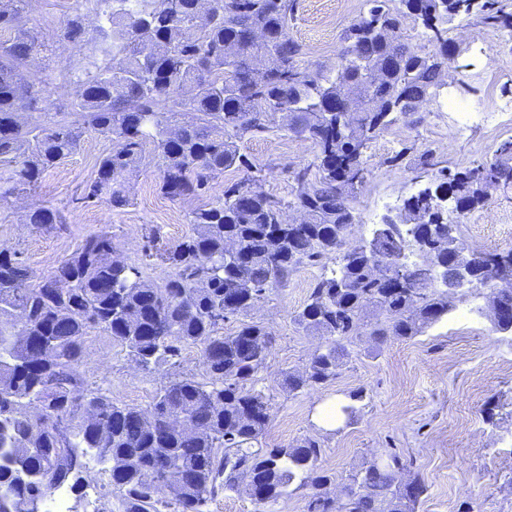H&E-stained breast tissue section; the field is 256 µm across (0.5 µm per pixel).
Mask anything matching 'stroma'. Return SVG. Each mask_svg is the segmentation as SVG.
<instances>
[{
    "instance_id": "1",
    "label": "stroma",
    "mask_w": 512,
    "mask_h": 512,
    "mask_svg": "<svg viewBox=\"0 0 512 512\" xmlns=\"http://www.w3.org/2000/svg\"><path fill=\"white\" fill-rule=\"evenodd\" d=\"M366 10L367 0H294L288 32L303 47L302 66L335 67L346 30ZM78 12L86 14L88 30H95L97 20L85 0H32V23L45 47L31 69L48 85L43 115L48 122L74 91L81 56L59 38L58 30ZM447 28L455 59L442 71L440 93L428 97L415 119L397 117L366 151L367 179L349 200L356 222L348 229V244L371 238L373 226L394 215L405 198L429 186L438 169L454 172L493 161L499 144L512 138V44L492 43V26L472 14L455 16ZM446 95L466 99L480 112L498 110L496 123L475 124L469 138H456L454 115L440 106ZM111 148V142L96 133L84 134L79 150L44 172L34 189L0 205V249L16 253L34 281L50 275L87 236L104 230L111 233L118 255L139 265L147 279L159 282L170 274V266L145 257V237L157 230L160 246L174 247L191 235L189 214L198 202L164 196L157 161L149 156L129 180L131 206L79 203L98 159ZM240 148L250 170H226L216 180L213 196L221 195L225 183L250 175L258 190L291 200L294 171L310 164L316 154L312 141L285 130L255 134ZM394 156L399 159L395 165L390 162ZM38 207L61 211L66 228L25 223L27 211ZM470 217V222L457 225L465 247L512 250V180L492 187L485 204ZM331 267L326 259L301 265L286 287L272 291L245 318L224 323L227 335L245 320L272 333L270 352L258 373L259 388L272 397L263 445L288 447L306 438L318 440V466L332 477V494L351 474L396 450L413 457V470L427 487L416 512H463L467 507L473 512H512V335L493 327L486 308L489 288H473L456 297L448 314L418 336L390 337L379 344L366 336L354 337L335 379L291 392L284 377L304 370L326 344L325 338L299 328L294 316ZM466 307L477 308L474 321L458 322L459 311ZM80 371L90 386L103 389L115 403L143 409L167 379L206 377L199 346H183L176 364L149 372L98 329L91 330L84 343ZM326 401L354 406L356 414L341 416L336 429H323L315 413ZM108 489V473L89 464L80 490L66 493L69 512H121ZM307 496V490L300 489L277 503L260 505L242 486L220 492L204 512H306Z\"/></svg>"
}]
</instances>
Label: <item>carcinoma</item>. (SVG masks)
I'll list each match as a JSON object with an SVG mask.
<instances>
[{"mask_svg": "<svg viewBox=\"0 0 512 512\" xmlns=\"http://www.w3.org/2000/svg\"><path fill=\"white\" fill-rule=\"evenodd\" d=\"M99 24L89 38L85 16L67 18L59 37L84 56L86 77L56 120H42L46 88L30 71L43 44L31 23V0H0V202L33 187L40 176L73 155L92 131L112 142L97 164L81 200L130 205L127 177L144 162L151 143L160 170V192L172 199L202 197L230 168L246 169L240 152L246 136L285 128L311 140L317 173L294 174L289 207L305 214L302 224L281 221L283 204L245 185L244 177L222 196L191 211L193 235L170 251L147 237L145 256L173 268L162 282L114 255L106 232L86 237L53 274L32 283V273L14 253H0V512L45 501L58 487L75 488L91 457L109 465L112 493L122 512H154L156 491L148 476L177 484L178 512H202L221 490L246 481L259 504L310 488L307 512H415L426 492L420 478L403 485L408 469L397 453L351 475L336 505L323 493L332 477L317 467L322 448L307 438L296 446L265 448L271 397L256 388L257 373L271 344L261 325L241 324L224 336V321L246 314L268 294L287 286L304 263L334 258L337 268L312 288L294 316L305 331L324 336L325 348L304 371L289 374L291 391L334 379L346 355L344 341L368 336H417L448 314L446 290L434 287L423 263H408L404 286L374 273L376 263L404 247L396 225L382 230L372 253L344 251L339 234L355 223L347 205L354 185L340 179L336 163L367 171L368 144L386 130L397 102L431 94L448 64L443 25L458 15V0H367L368 10L347 29L346 50L332 69L311 74L300 67L302 46L288 34L291 0H94ZM484 22L512 33V12L502 0L475 6ZM422 18L438 52L408 50L401 19ZM265 37V63L251 65L254 33ZM347 91L375 100L373 112L352 118L359 140L336 128V97ZM512 176V140L500 144L494 161L439 174L434 191L458 196L469 212L487 199V189ZM28 224H60V214L41 207L25 214ZM433 233L422 250L452 277L448 257L463 249L448 218L429 214ZM251 256L245 268L235 253ZM476 279L498 268L490 299L512 302V250L473 259ZM236 301L225 312L224 299ZM386 314L381 320L369 310ZM107 332L128 357L152 371L177 356L180 346L201 347L207 378L168 381L144 410L119 405L79 371L85 338ZM251 336L256 350L241 349ZM180 416L193 427L170 426Z\"/></svg>", "mask_w": 512, "mask_h": 512, "instance_id": "carcinoma-1", "label": "carcinoma"}]
</instances>
